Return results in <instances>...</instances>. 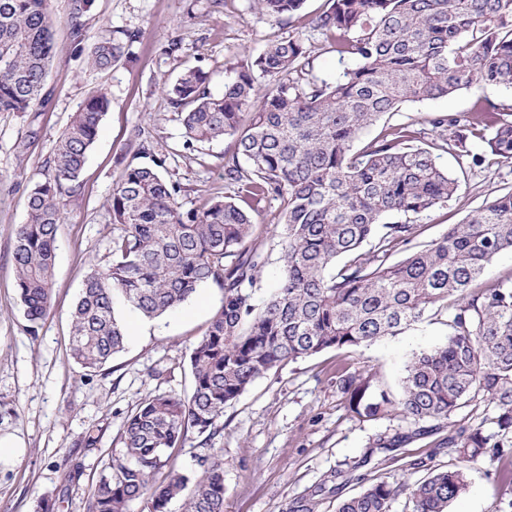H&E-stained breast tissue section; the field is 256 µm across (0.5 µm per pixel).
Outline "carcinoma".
Masks as SVG:
<instances>
[{"instance_id":"carcinoma-1","label":"carcinoma","mask_w":512,"mask_h":512,"mask_svg":"<svg viewBox=\"0 0 512 512\" xmlns=\"http://www.w3.org/2000/svg\"><path fill=\"white\" fill-rule=\"evenodd\" d=\"M92 2L72 0L77 38ZM305 2L259 5L280 18L299 14ZM51 27L48 0H0V112H28L39 103L53 52ZM308 28L324 35L328 49L346 63L332 82L311 74L298 35L269 43L221 96L208 93L207 74L197 67L163 87L182 117L184 145L236 138L235 151L224 158V198L184 209L181 187L160 174L165 157L145 141L122 171L109 203L112 260L84 276L71 311L70 359L96 372L125 349L119 301L152 319L209 282L222 286L224 299L190 350V394L152 395L125 418L121 456L92 489L87 512H132L138 501L145 512H169L177 498L183 512H223L222 460L205 456L198 470L180 473L169 468L171 449L194 435L206 444L226 406L279 364L368 346L448 307L450 298L448 341L413 356L398 396L366 394L370 380L360 372L339 375L337 388L355 400L357 415L397 414L418 426L416 435L438 430L480 394L495 411L497 429L512 432V279L479 283L497 254L512 251V191L391 263L390 256L414 240L415 225L387 218L417 217L443 205L458 181L429 149L414 144L416 131L408 126L387 127L354 148L365 128L405 102L475 85L512 89V0H329ZM123 56L122 42L105 41L88 62L109 69ZM109 107L104 92L83 103L43 178L28 191L13 260L32 334L53 307L61 209L80 188ZM499 111L479 99L462 115L431 116L435 146L476 138L492 155L512 160V119L488 120ZM142 156L150 162H139ZM272 201L280 202L283 215V267L279 287L259 305L254 285L261 254L248 242L254 215ZM370 240L373 247L362 251ZM408 438L398 433L376 440L401 463L402 479L372 478L336 512H389L401 495L412 512H450L468 486L470 465L490 441L480 426H458L437 447L457 454L459 464L413 482L410 475L423 461L396 455ZM322 490L293 499L282 512H316Z\"/></svg>"}]
</instances>
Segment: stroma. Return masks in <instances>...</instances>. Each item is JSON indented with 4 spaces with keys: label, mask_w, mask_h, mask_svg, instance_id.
Wrapping results in <instances>:
<instances>
[{
    "label": "stroma",
    "mask_w": 512,
    "mask_h": 512,
    "mask_svg": "<svg viewBox=\"0 0 512 512\" xmlns=\"http://www.w3.org/2000/svg\"><path fill=\"white\" fill-rule=\"evenodd\" d=\"M70 4L49 0L55 50L42 103L30 112H0V441L16 445L13 454L0 455V512H42L45 500L51 503L49 512H86L92 487L110 458L121 452L125 417L152 394L185 396L191 391L189 350L224 296L214 282L155 319L117 305L127 342L104 370L86 372L67 356L70 310L86 272L105 267L110 259L108 201L141 139L165 156L162 174L180 184L186 208L200 209L224 196V157L234 151V137L185 148L182 121L162 93L164 83L199 67L208 75V91L223 94L225 83L248 57L298 33L305 38L313 75L332 80L342 70L321 34L304 29L297 18L268 17L256 0H94L79 38L72 33ZM112 38L125 44L123 61L107 70L90 66V49ZM100 90L111 106L88 153L80 191L63 208L53 309L34 328L20 304L13 261L29 185L44 171L71 116ZM480 97L501 108L512 106V91L495 86L406 102L366 129L360 140H372L387 126L410 124L419 133V145L428 147L434 139L430 116L467 112ZM476 154L484 156V163H473ZM436 158L457 178L458 189L445 206L417 218L419 245L512 190V160L488 155L479 140L437 152ZM256 222L262 265L255 298L260 301L277 288L281 276L278 202L266 205ZM447 319L442 313L363 348L332 349L280 364L225 408L208 445L191 439L174 449L172 466L188 473L197 470L200 457L220 456L224 512H281L287 502L342 469L348 481L321 496L318 506V512H336L338 503L359 492L367 479H400L397 464L374 447L378 435L400 432L410 436L400 457L423 460L414 477L425 478L431 469L453 463V456L437 448L436 436L412 437L407 420L391 415L366 420L352 413L336 388V372H362L370 375L374 389L398 395L413 353L447 341ZM493 415L492 407L477 397L451 421L482 426L503 455L512 456V433L498 434ZM88 435L95 437L94 445L84 444ZM501 457L489 452L471 464L469 488L451 512H512V484L502 478Z\"/></svg>",
    "instance_id": "1"
}]
</instances>
